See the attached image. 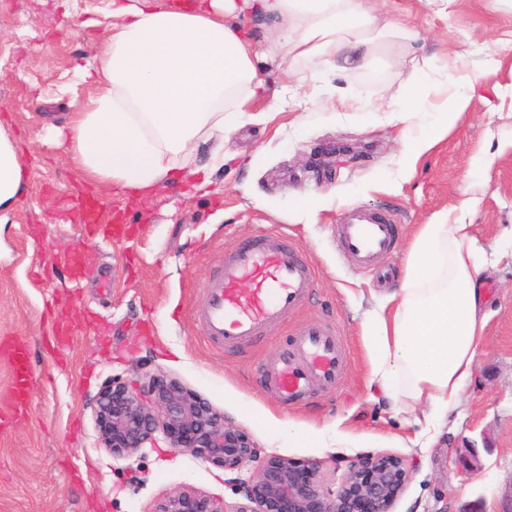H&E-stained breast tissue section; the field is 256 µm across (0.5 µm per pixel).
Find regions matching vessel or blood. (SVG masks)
Returning a JSON list of instances; mask_svg holds the SVG:
<instances>
[{
  "instance_id": "obj_1",
  "label": "vessel or blood",
  "mask_w": 512,
  "mask_h": 512,
  "mask_svg": "<svg viewBox=\"0 0 512 512\" xmlns=\"http://www.w3.org/2000/svg\"><path fill=\"white\" fill-rule=\"evenodd\" d=\"M345 254L365 272H380V262L394 248L397 226L378 215L355 211L337 226ZM314 285V271L299 249L282 233L267 232L239 244L224 257L223 269L208 283L199 320L211 342L240 345L279 324L298 308ZM14 408L27 404L32 366L26 344H15L7 354ZM344 370L341 340L332 330L312 323L298 331L288 350L268 365L269 384L283 398H304L311 382L336 386Z\"/></svg>"
}]
</instances>
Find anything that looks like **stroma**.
<instances>
[{
	"mask_svg": "<svg viewBox=\"0 0 512 512\" xmlns=\"http://www.w3.org/2000/svg\"><path fill=\"white\" fill-rule=\"evenodd\" d=\"M107 4L0 0V130L27 171L24 195L0 212V342L25 341L33 369L23 414L0 424V512H157L183 489L235 502L223 468L175 451L163 435L126 457L102 448L97 395L137 371L202 396L265 456L412 458L394 512H500L512 487V0H371L397 31L380 37L366 66L326 73L315 58L263 63L265 90L225 138L212 193L165 188L129 212L113 188L104 197L120 210V233L90 242L69 214L86 183L52 132L73 111L58 84L75 82L104 34L84 25L86 13ZM423 61L416 88L413 67ZM457 74L471 77L469 107L445 118L438 108ZM441 119L447 136L410 160V141ZM341 145L357 159L333 155ZM304 199L316 201L315 215L298 209ZM353 207L395 221L393 282L424 224L471 225L490 259L475 375L423 447L410 411L368 397L364 325L387 288L336 246ZM265 230L288 235L315 286L278 326L220 348L198 320L207 281L227 251ZM74 253L85 269L78 281L61 264ZM313 322L340 337L346 369L335 388L314 383L288 402L264 369Z\"/></svg>",
	"mask_w": 512,
	"mask_h": 512,
	"instance_id": "35a3bbf8",
	"label": "stroma"
}]
</instances>
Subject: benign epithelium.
Masks as SVG:
<instances>
[{
  "mask_svg": "<svg viewBox=\"0 0 512 512\" xmlns=\"http://www.w3.org/2000/svg\"><path fill=\"white\" fill-rule=\"evenodd\" d=\"M96 425L104 448L129 455L162 433L171 447L235 473L258 456L243 429L201 396L162 375L137 374L114 380L99 393ZM344 469L336 488L322 464L270 456L247 480L228 479L239 499L228 506L193 490L169 495L158 512H392L412 471V462L393 453L364 452L336 459Z\"/></svg>",
  "mask_w": 512,
  "mask_h": 512,
  "instance_id": "1",
  "label": "benign epithelium"
}]
</instances>
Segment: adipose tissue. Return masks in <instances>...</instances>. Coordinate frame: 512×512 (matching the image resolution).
Instances as JSON below:
<instances>
[{
	"label": "adipose tissue",
	"instance_id": "ef3b65f1",
	"mask_svg": "<svg viewBox=\"0 0 512 512\" xmlns=\"http://www.w3.org/2000/svg\"><path fill=\"white\" fill-rule=\"evenodd\" d=\"M274 19L263 48L243 38L238 16ZM106 35L78 69L68 159L95 189L133 195L185 180L206 188L224 165L222 149L197 165L201 143L224 137L250 112L265 80L260 61L315 57L324 70L360 67L389 23L369 0H205L187 8L160 0H111ZM15 144L0 131V210L25 190ZM488 260L467 224H425L399 288L385 294L365 326L367 387L394 408H421L435 426L460 404L487 322Z\"/></svg>",
	"mask_w": 512,
	"mask_h": 512
}]
</instances>
